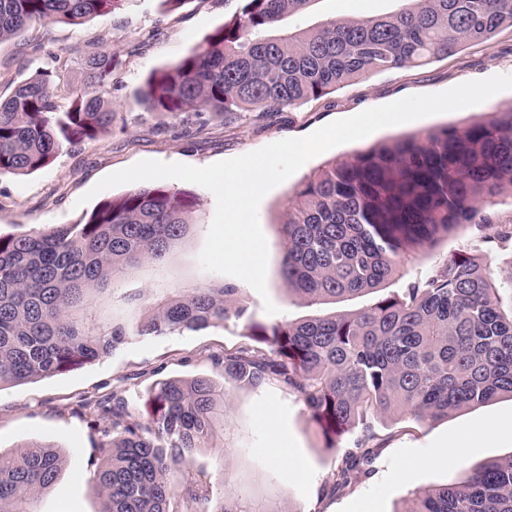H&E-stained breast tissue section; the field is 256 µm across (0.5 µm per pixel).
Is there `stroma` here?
Wrapping results in <instances>:
<instances>
[{
	"mask_svg": "<svg viewBox=\"0 0 512 512\" xmlns=\"http://www.w3.org/2000/svg\"><path fill=\"white\" fill-rule=\"evenodd\" d=\"M400 0H313L301 13L286 17L282 28L307 31L343 18L380 17L395 12ZM240 0H187L175 11L160 0L97 17L83 26H30L0 45V96L13 83L44 66L49 53L77 50L93 37L120 53L122 64L112 80L116 119L103 140L62 150L46 168L27 175H0V233L18 234L36 226L49 231L87 219L96 201L78 199L106 175L137 161L152 159L207 166L259 149L284 138L306 136L338 119L413 94L438 93L460 83L494 74H512V28L488 40L463 47L455 55L414 68L379 74L305 104L274 112H247L224 120L183 123L147 110L138 92L149 73L176 64L239 11ZM512 107V90L466 109L437 114L380 129L357 141L338 145L308 161L272 189L259 207L269 261L267 293L249 285L240 293L258 320H267L265 301L281 318L301 319L310 308L290 304L276 271L281 259L277 222L288 204V192L332 159L361 151L393 136L460 126L490 110ZM169 187L198 194L203 200L200 223L164 271L182 282L207 279L197 263L215 210L213 194L198 185L169 180ZM479 231L466 225L419 254L404 280L423 278L448 255L480 249ZM242 325L228 322L199 332L136 339L112 356L80 369L34 383L0 389V451L11 453L29 442L58 446L69 463L55 485L37 503L39 512H99L101 500L93 480L90 456L94 439L86 421L73 414L77 400L121 389L136 420L146 417V392L155 382L206 374L222 381L211 356L243 343ZM381 449L368 474L348 491L320 499L319 489L336 476L339 455L324 448L322 438L293 393L279 384L232 390L229 424L224 433L234 453L236 470L279 474L287 488L290 512H401L412 490L441 486L462 478L472 467L512 455V399L502 397L449 417L417 423L408 419L376 425Z\"/></svg>",
	"mask_w": 512,
	"mask_h": 512,
	"instance_id": "35a3bbf8",
	"label": "stroma"
}]
</instances>
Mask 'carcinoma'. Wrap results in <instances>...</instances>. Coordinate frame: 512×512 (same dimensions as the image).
Instances as JSON below:
<instances>
[{"mask_svg":"<svg viewBox=\"0 0 512 512\" xmlns=\"http://www.w3.org/2000/svg\"><path fill=\"white\" fill-rule=\"evenodd\" d=\"M134 0H0V44L34 23L80 26ZM230 22L176 65L154 69L141 90L154 112L182 121L272 112L316 100L380 73L423 66L512 28V0H403L378 18L334 19L279 29L312 0H244ZM71 58L46 66L0 100V174L27 175L65 147L104 138L115 112L106 94L122 65L93 41L78 64L98 94H57ZM512 196V109L463 126L391 138L330 162L291 192L279 224L278 275L287 299L307 307L383 288L412 254L462 225L491 247L512 248V224L487 213ZM201 199L142 186L102 201L88 219L49 233L0 234V388L49 379L114 354L132 339L241 323L247 341L214 361L237 387L276 381L303 404L325 448L341 447L334 481L352 488L379 449L373 422L422 423L500 395L512 397V275L484 258L451 254L420 281L354 313L254 321L224 279L149 288L125 284L166 264L196 226ZM136 421L123 393L84 399L74 412L100 435L91 461L100 512H289L287 489L238 473L217 425L229 390L210 376L169 379L147 390ZM218 448L211 473L193 469ZM66 459L52 446L0 452V512H37ZM224 487L213 502L211 483ZM402 512H512V456L461 482L417 490Z\"/></svg>","mask_w":512,"mask_h":512,"instance_id":"cac0c4a2","label":"carcinoma"}]
</instances>
